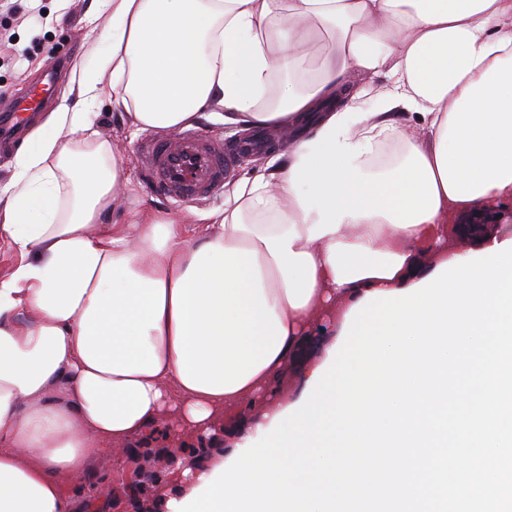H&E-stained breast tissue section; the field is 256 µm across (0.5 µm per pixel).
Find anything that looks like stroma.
<instances>
[{"label":"stroma","mask_w":512,"mask_h":512,"mask_svg":"<svg viewBox=\"0 0 512 512\" xmlns=\"http://www.w3.org/2000/svg\"><path fill=\"white\" fill-rule=\"evenodd\" d=\"M111 23V12L102 0H0V35L9 37L7 51L0 53V88L11 97L29 96L33 84L51 60L68 52V76L52 91L54 105H73L77 86L71 76L79 64L93 63L104 45ZM94 127L101 138L112 144L119 168L123 172L115 187V207L109 223L125 224L139 213L167 215L188 230H196L208 213L223 209V196L203 204L178 203L151 194L136 161V150L144 131L135 129L127 112L104 98L90 104ZM117 458L103 449L80 478L68 481V495L82 512H114L111 504L87 499V486H111L113 498L123 496L121 486L112 482Z\"/></svg>","instance_id":"35a3bbf8"}]
</instances>
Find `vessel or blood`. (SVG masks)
I'll use <instances>...</instances> for the list:
<instances>
[{"mask_svg":"<svg viewBox=\"0 0 512 512\" xmlns=\"http://www.w3.org/2000/svg\"><path fill=\"white\" fill-rule=\"evenodd\" d=\"M44 97L35 93L0 107V135L20 134L31 113L40 111ZM265 146L263 138L244 135L225 140L198 129L182 131L171 142L149 138L139 146L146 181L164 198L199 202L213 198L224 188L235 160Z\"/></svg>","mask_w":512,"mask_h":512,"instance_id":"obj_1","label":"vessel or blood"}]
</instances>
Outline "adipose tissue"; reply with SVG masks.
<instances>
[{"mask_svg": "<svg viewBox=\"0 0 512 512\" xmlns=\"http://www.w3.org/2000/svg\"><path fill=\"white\" fill-rule=\"evenodd\" d=\"M104 3L112 26L80 97L111 95L140 129L215 107L288 130L315 112L317 128L191 237L155 213L104 223L120 173L80 108L25 139L0 186V242L19 257L0 277V512H74L64 478L155 429L168 449L212 445L174 460L186 498L226 461L224 417L249 416L244 445L283 411L288 365L311 382L313 319L420 282L426 258L493 247L495 228L459 240L448 218L512 200V0ZM352 70L390 77L375 110L344 86ZM390 142L403 157L377 166Z\"/></svg>", "mask_w": 512, "mask_h": 512, "instance_id": "ef3b65f1", "label": "adipose tissue"}]
</instances>
